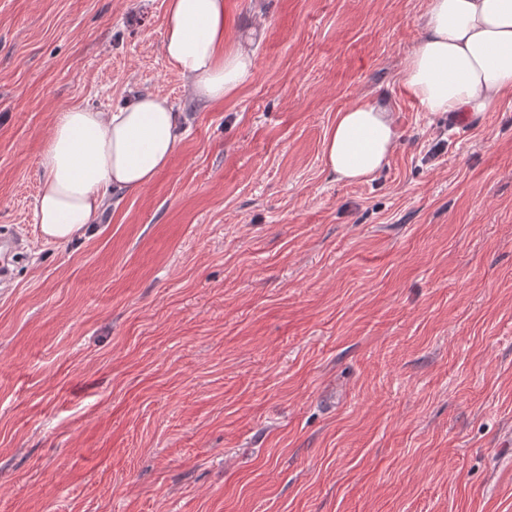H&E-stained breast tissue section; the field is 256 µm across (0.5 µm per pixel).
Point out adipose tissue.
<instances>
[{"label": "adipose tissue", "mask_w": 512, "mask_h": 512, "mask_svg": "<svg viewBox=\"0 0 512 512\" xmlns=\"http://www.w3.org/2000/svg\"><path fill=\"white\" fill-rule=\"evenodd\" d=\"M224 0H168L162 47L203 105L224 101L254 76L253 54L224 44ZM422 37L401 75L428 112L480 113L512 92V0H428ZM182 134L181 115L151 93L119 109L58 113L40 155L36 218L65 245L99 223L108 192L139 191L164 169ZM397 132L385 107L360 100L336 115L323 165L336 180L369 179L388 161Z\"/></svg>", "instance_id": "adipose-tissue-1"}]
</instances>
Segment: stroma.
Instances as JSON below:
<instances>
[{
    "label": "stroma",
    "instance_id": "obj_1",
    "mask_svg": "<svg viewBox=\"0 0 512 512\" xmlns=\"http://www.w3.org/2000/svg\"><path fill=\"white\" fill-rule=\"evenodd\" d=\"M254 77L201 106L166 0H0V512H512V96L466 126L401 84L427 0H226ZM187 120L69 244L36 220L58 112ZM384 100L358 183L325 134ZM387 112L365 99L337 112L322 150L323 165L336 180H367L387 163L397 138Z\"/></svg>",
    "mask_w": 512,
    "mask_h": 512
}]
</instances>
